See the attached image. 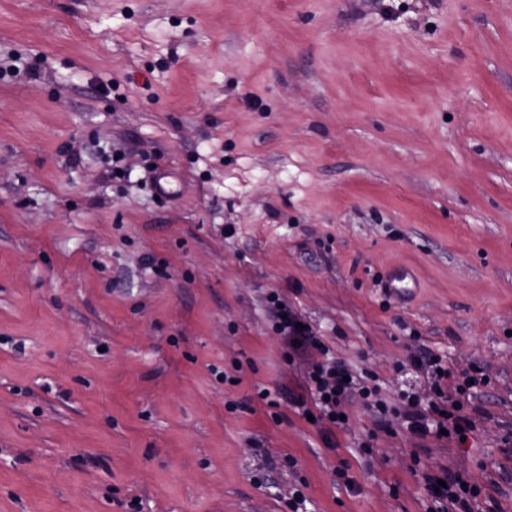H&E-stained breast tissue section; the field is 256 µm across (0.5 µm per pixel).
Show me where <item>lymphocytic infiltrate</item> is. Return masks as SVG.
<instances>
[{
    "instance_id": "f902f5d3",
    "label": "lymphocytic infiltrate",
    "mask_w": 512,
    "mask_h": 512,
    "mask_svg": "<svg viewBox=\"0 0 512 512\" xmlns=\"http://www.w3.org/2000/svg\"><path fill=\"white\" fill-rule=\"evenodd\" d=\"M267 303L273 329L287 348L288 362L301 359L307 363L305 393L294 400L300 415L312 414L317 422L342 428L349 403L359 398L374 413L381 431H391L397 423L422 439L444 437L452 444L447 462L423 475L429 502L426 512H500L489 491L466 483L464 477L466 444L476 429V418L487 413L475 402L479 387L490 382L484 371H455L429 352L413 362L427 381V395L404 389L390 398L376 377L350 373L336 361L330 347L311 326L302 325L300 316L277 293H270Z\"/></svg>"
}]
</instances>
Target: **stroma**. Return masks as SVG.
I'll return each mask as SVG.
<instances>
[{"instance_id": "1", "label": "stroma", "mask_w": 512, "mask_h": 512, "mask_svg": "<svg viewBox=\"0 0 512 512\" xmlns=\"http://www.w3.org/2000/svg\"><path fill=\"white\" fill-rule=\"evenodd\" d=\"M271 292L389 394L483 368L512 512V0H0V512H422L437 440L295 412Z\"/></svg>"}]
</instances>
